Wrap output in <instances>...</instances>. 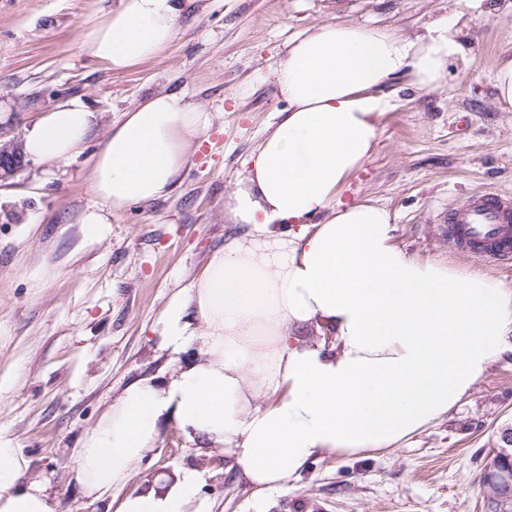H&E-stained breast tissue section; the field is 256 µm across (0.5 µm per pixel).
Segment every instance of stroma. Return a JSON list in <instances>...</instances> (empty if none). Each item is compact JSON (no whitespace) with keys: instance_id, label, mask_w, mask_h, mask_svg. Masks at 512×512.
<instances>
[{"instance_id":"stroma-1","label":"stroma","mask_w":512,"mask_h":512,"mask_svg":"<svg viewBox=\"0 0 512 512\" xmlns=\"http://www.w3.org/2000/svg\"><path fill=\"white\" fill-rule=\"evenodd\" d=\"M118 3L0 0V136L21 137L71 98L98 115L72 159L32 160L0 183V433L23 448L58 512H118L126 495L163 493L186 471L197 473L208 512H481L484 466L499 429L512 426V335L448 415L393 449L315 458L281 491L256 493L170 424L120 490L93 500L75 480V450L129 381L169 377L196 357V347L165 345V312L234 232L228 199L286 106L274 70L289 41L321 24L408 36L451 24L463 57L437 88L417 91L403 77L379 88L390 107L342 198L387 208L410 255L512 289V261L449 250L445 236L466 194L512 196V112L499 108L492 69L512 57V0H185L170 46L114 72L81 41ZM161 91L201 104L212 126L168 198L113 214L106 238L89 241L79 217L93 202L90 166L104 132Z\"/></svg>"}]
</instances>
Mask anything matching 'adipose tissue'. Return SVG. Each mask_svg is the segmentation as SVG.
<instances>
[{
  "mask_svg": "<svg viewBox=\"0 0 512 512\" xmlns=\"http://www.w3.org/2000/svg\"><path fill=\"white\" fill-rule=\"evenodd\" d=\"M182 10L183 0H120L82 50L129 70L169 47ZM462 51L442 20L413 37L327 23L289 42L275 69L288 107L230 196L238 232L166 312V345L198 355L166 381L128 383L84 432L75 477L86 496L123 486L169 423L224 449L230 471L263 492L288 488L313 458L395 448L473 391L512 335V289L409 255L387 208L341 198L389 106L375 88L403 75L436 88ZM96 121L82 99L59 103L26 129L25 152L66 160ZM210 126L177 92L124 112L91 166L86 237L103 239L114 212L169 197ZM310 326L321 341L301 338ZM29 465L0 436V512H56ZM196 486L185 473L166 494L125 496L119 512H203Z\"/></svg>",
  "mask_w": 512,
  "mask_h": 512,
  "instance_id": "obj_1",
  "label": "adipose tissue"
}]
</instances>
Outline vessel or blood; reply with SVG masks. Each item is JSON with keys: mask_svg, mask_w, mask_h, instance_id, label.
<instances>
[{"mask_svg": "<svg viewBox=\"0 0 512 512\" xmlns=\"http://www.w3.org/2000/svg\"><path fill=\"white\" fill-rule=\"evenodd\" d=\"M448 246L486 262L512 260V196L483 191L448 213Z\"/></svg>", "mask_w": 512, "mask_h": 512, "instance_id": "1", "label": "vessel or blood"}]
</instances>
